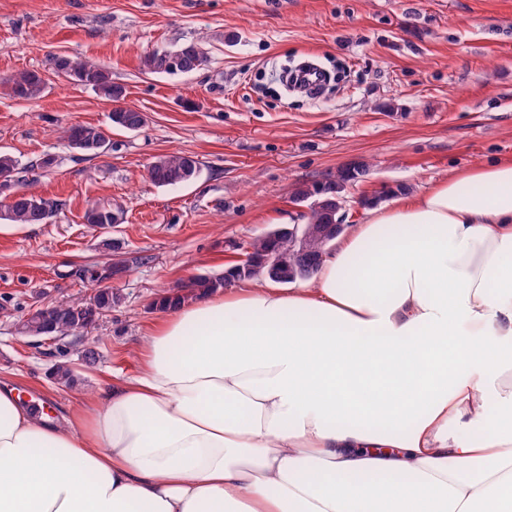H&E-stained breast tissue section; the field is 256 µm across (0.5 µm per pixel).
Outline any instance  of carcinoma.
<instances>
[{"mask_svg": "<svg viewBox=\"0 0 512 512\" xmlns=\"http://www.w3.org/2000/svg\"><path fill=\"white\" fill-rule=\"evenodd\" d=\"M208 64V55L201 44L187 41L172 47L156 50L144 57L145 70L153 74L177 76L203 69ZM53 70L80 85L95 91L100 97L116 104L109 115L111 127L137 132L146 124L144 113L124 107L120 102L125 98V88L112 82V77L101 66L80 60L70 55H58L52 58ZM46 87L45 79L39 72L24 70L9 79L10 95L18 100H33L42 95ZM63 138L68 147L85 156L96 157L103 153L99 147L104 140L101 128L85 124H71L63 129ZM57 159L46 154L36 162L24 165L8 152L0 151V175L12 174L15 182L0 181V197L7 200L0 208V220L12 224H47L62 207V202L45 198L17 189L28 181V175L36 170H48L56 166ZM369 172L365 164L344 168L337 172L336 178L325 182L302 186L294 193L293 199L309 202L308 212L302 216L301 234H306L311 224L336 223V194L339 187ZM149 179L157 187H173L188 184L196 180L201 173L199 160L189 154L170 153L155 159L150 165ZM123 212L109 204L96 203L86 209L85 223L103 228L119 224ZM335 238L310 237L306 241L308 253L301 257L296 253L295 241L282 232L266 234L256 238L251 244L252 262L247 266L232 267L220 274H205L194 277L184 288H175L161 294L154 305L162 310L175 308L199 294L215 292L233 281L241 279H268L279 283H293L298 279L310 278L317 271L323 258L332 248ZM271 257L275 263L265 261ZM122 300L121 294L111 288H98L89 298H76L56 305L52 319L58 335L66 342L55 348L52 356L50 376L56 383L64 386L75 384V374L67 356L70 338L85 336L99 326L100 318L112 311Z\"/></svg>", "mask_w": 512, "mask_h": 512, "instance_id": "1", "label": "carcinoma"}]
</instances>
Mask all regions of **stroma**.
<instances>
[{"instance_id": "35a3bbf8", "label": "stroma", "mask_w": 512, "mask_h": 512, "mask_svg": "<svg viewBox=\"0 0 512 512\" xmlns=\"http://www.w3.org/2000/svg\"><path fill=\"white\" fill-rule=\"evenodd\" d=\"M190 40L206 67L144 71L146 55ZM59 54L102 65L146 125L111 130L112 103L58 76ZM306 61L330 73L317 94L272 82V70ZM21 70L44 76L41 98L11 96L6 81ZM69 124L111 130V152L78 159L57 134ZM0 149L24 164L58 160L31 189L62 200L59 214L0 232V380L55 419L136 371L164 315L158 294L224 272L255 238L297 221V188L367 164L345 190L354 225L382 188L418 193L512 157V0H0ZM174 151L195 156L200 176L154 186L149 165ZM95 203L120 208L122 223L86 224ZM111 264L123 301L100 323L101 358L88 367L71 350L80 382L58 385L47 347L14 324L40 302L92 296L81 271Z\"/></svg>"}]
</instances>
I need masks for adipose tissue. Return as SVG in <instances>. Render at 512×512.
<instances>
[{
	"instance_id": "1",
	"label": "adipose tissue",
	"mask_w": 512,
	"mask_h": 512,
	"mask_svg": "<svg viewBox=\"0 0 512 512\" xmlns=\"http://www.w3.org/2000/svg\"><path fill=\"white\" fill-rule=\"evenodd\" d=\"M0 512H512V158L168 310L78 413L0 389Z\"/></svg>"
}]
</instances>
